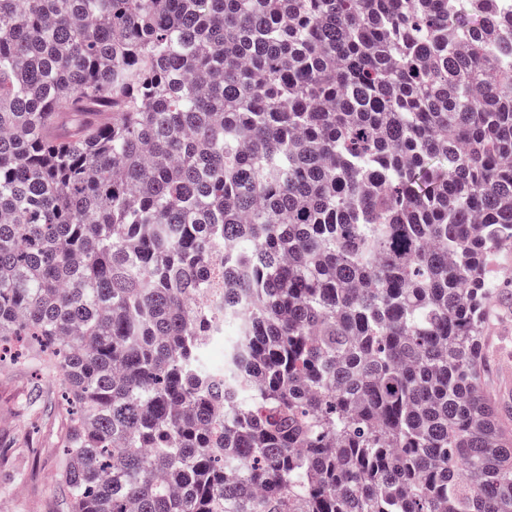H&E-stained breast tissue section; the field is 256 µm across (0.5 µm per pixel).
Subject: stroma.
Instances as JSON below:
<instances>
[{
    "mask_svg": "<svg viewBox=\"0 0 512 512\" xmlns=\"http://www.w3.org/2000/svg\"><path fill=\"white\" fill-rule=\"evenodd\" d=\"M497 262L498 295L482 345L486 388L495 399L504 389L502 368L512 366V248ZM57 398L53 373L14 353L0 362V512H61L53 480L64 425Z\"/></svg>",
    "mask_w": 512,
    "mask_h": 512,
    "instance_id": "1",
    "label": "stroma"
}]
</instances>
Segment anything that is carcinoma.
Here are the masks:
<instances>
[{
  "label": "carcinoma",
  "instance_id": "1",
  "mask_svg": "<svg viewBox=\"0 0 512 512\" xmlns=\"http://www.w3.org/2000/svg\"><path fill=\"white\" fill-rule=\"evenodd\" d=\"M511 244L512 0H0V352L68 512H512ZM497 262L499 274L495 288H498V296L489 304L482 350L487 391L496 403L503 404L505 423L512 430V403L506 404L500 399V393L505 389L501 369L512 367V247L502 250Z\"/></svg>",
  "mask_w": 512,
  "mask_h": 512
}]
</instances>
